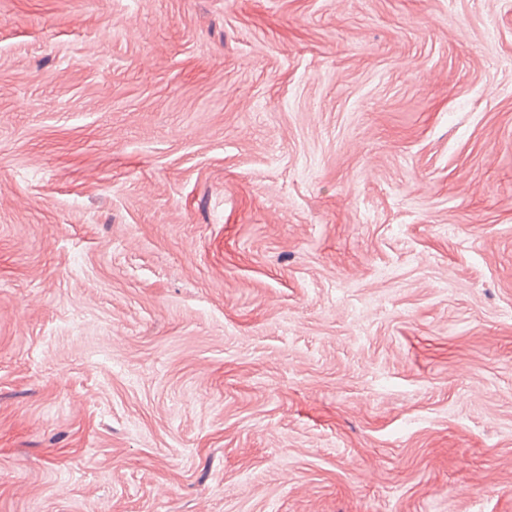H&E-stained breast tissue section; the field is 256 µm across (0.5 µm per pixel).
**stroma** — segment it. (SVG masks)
I'll list each match as a JSON object with an SVG mask.
<instances>
[{
    "mask_svg": "<svg viewBox=\"0 0 512 512\" xmlns=\"http://www.w3.org/2000/svg\"><path fill=\"white\" fill-rule=\"evenodd\" d=\"M0 512H512V0H0Z\"/></svg>",
    "mask_w": 512,
    "mask_h": 512,
    "instance_id": "35a3bbf8",
    "label": "stroma"
}]
</instances>
